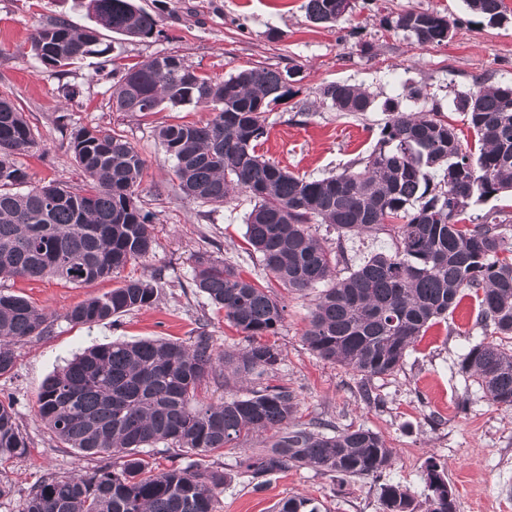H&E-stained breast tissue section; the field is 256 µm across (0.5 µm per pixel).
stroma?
<instances>
[{
	"label": "stroma",
	"instance_id": "stroma-1",
	"mask_svg": "<svg viewBox=\"0 0 512 512\" xmlns=\"http://www.w3.org/2000/svg\"><path fill=\"white\" fill-rule=\"evenodd\" d=\"M87 2L0 0V97L14 102L36 139L35 147L15 161L29 184L78 190L85 176L70 149L72 132L93 126L120 131L146 163L139 200L150 215L155 248L112 277L82 286L54 277L0 278V290L26 296L53 314L48 333L15 344V367L0 376V399L13 400L29 443L25 456L0 464V481L12 489L0 512H17L43 477L67 476L98 463L63 447L38 416L44 381L75 355L94 345L143 338L189 345L201 328L215 351L237 353L248 345L223 310L195 287L200 252L237 267L242 276L283 298L285 319L271 338L282 357L267 381L296 391L300 421L325 422L340 430L368 428L395 450L393 468L377 479H353L341 486L330 474L293 467L258 486L241 461L264 447L269 436L250 434L208 457L228 476L217 512H273L289 496L318 499L328 512H380L379 483H397L420 495L431 457L445 468L457 512H512V409L492 405L476 379L460 370L471 345L488 340L510 349L512 336H498L481 322L475 293L466 289L458 307L427 328L392 374L366 380L340 363L318 359L303 338L315 294L288 291L264 271L246 237L248 198L238 194L223 205L202 206L181 191L173 175L157 128L206 121L209 110L183 104L145 116L118 112L112 106V69L102 57L88 56L61 75L20 55L34 29L53 19L93 25ZM305 2L135 0L156 16L159 35L129 41L105 30L101 40L113 47L120 63L172 53L214 80L255 65L295 70L294 94L270 106L257 152L296 175L329 177L366 158L387 120L385 102L404 101L414 86L425 94L417 109H437L455 127L464 149L474 148V133L453 101L480 83L512 85V0H504L507 12L501 22L471 14L464 0H353L352 13L333 27L312 23ZM409 8L448 18L447 42L420 46L386 25V17ZM336 81L368 89L372 110L347 115L321 104V87ZM68 89L75 93L70 103L64 98ZM312 232L340 253L335 273L341 277L374 254H392L400 246L397 235L387 230L341 237L334 227L316 224ZM128 278L154 281L157 302L92 326L65 319L67 310Z\"/></svg>",
	"mask_w": 512,
	"mask_h": 512
}]
</instances>
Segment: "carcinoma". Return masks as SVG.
Returning a JSON list of instances; mask_svg holds the SVG:
<instances>
[{"instance_id": "carcinoma-1", "label": "carcinoma", "mask_w": 512, "mask_h": 512, "mask_svg": "<svg viewBox=\"0 0 512 512\" xmlns=\"http://www.w3.org/2000/svg\"><path fill=\"white\" fill-rule=\"evenodd\" d=\"M465 4L490 21L506 18L504 0ZM352 8V0L305 5L315 24H335ZM88 9L96 27L58 19L34 31L23 55L63 75L88 55L109 52L100 47V28L128 40L158 33V20L133 0H88ZM386 23L420 45H441L450 32L447 18L414 9ZM114 72L112 107L118 112L145 114L192 102L210 108L206 123L163 126L158 137L193 200L221 205L233 192L250 198L248 241L264 270L286 288L313 290L331 279L339 263L310 224H330L341 235L388 227L397 232V253L373 255L317 295L304 333L317 357L365 378L389 375L421 333L457 306L466 288L475 290L482 321L497 334L512 335V235L492 213L472 228L462 223L470 204L512 191V85H482L454 101L473 130L475 153L462 149L438 112L389 102L377 146L360 169L307 179L256 153L268 107L293 95L291 71L258 66L216 83L183 57L159 54ZM320 96L338 112L373 107L368 91L346 82L325 85ZM35 146L22 113L0 98L1 276H55L82 285L152 252L149 214L137 204L145 160L124 135L97 126L73 133L71 149L87 179L80 191L27 185L15 155ZM194 282L251 343L239 353H217L200 331L190 346L165 339L115 341L76 356L43 385L39 416L65 447L103 463L77 476L44 478L17 512H217L227 476L197 458L259 431L272 433V442L242 461L253 480L306 466L343 483L391 468L394 449L370 429L329 434L321 424L295 421L296 395L288 386L248 388L244 396L216 403L197 400L200 383L224 377L228 368L247 382L274 369L281 350L254 338L276 335L284 306L205 252L196 255ZM158 297L154 283L131 279L79 303L64 318L97 324L150 307ZM48 328L44 309L0 292V376L14 369L13 345ZM461 370L475 377L492 403L512 407V350L481 341L464 355ZM159 444L180 463L154 466L149 457ZM27 451L13 403L0 400V464ZM448 487L443 468L431 458L423 500L386 483L379 492L381 512H456ZM276 512L327 510L316 499L290 496Z\"/></svg>"}]
</instances>
